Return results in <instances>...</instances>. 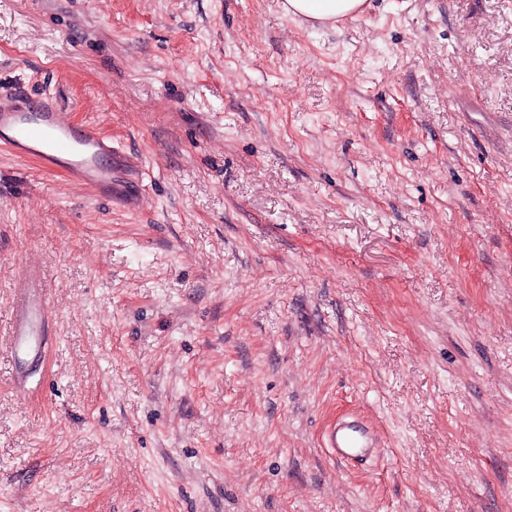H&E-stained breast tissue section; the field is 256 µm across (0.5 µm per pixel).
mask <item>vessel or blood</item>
I'll list each match as a JSON object with an SVG mask.
<instances>
[{"label":"vessel or blood","instance_id":"vessel-or-blood-1","mask_svg":"<svg viewBox=\"0 0 512 512\" xmlns=\"http://www.w3.org/2000/svg\"><path fill=\"white\" fill-rule=\"evenodd\" d=\"M0 140L15 155L36 160L47 169L63 170L107 200H115L121 193L112 168L118 149L111 138L95 124H73L51 97L0 98ZM36 317V309L27 305L15 319L11 332L14 361L37 351ZM326 442L336 458L356 463L366 460L377 446L374 430L356 421L336 423Z\"/></svg>","mask_w":512,"mask_h":512}]
</instances>
